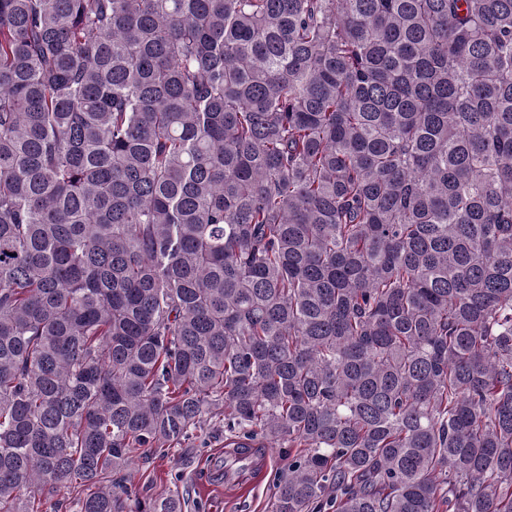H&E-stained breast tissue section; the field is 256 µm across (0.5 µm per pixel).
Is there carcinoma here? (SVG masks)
Here are the masks:
<instances>
[{"instance_id": "carcinoma-1", "label": "carcinoma", "mask_w": 512, "mask_h": 512, "mask_svg": "<svg viewBox=\"0 0 512 512\" xmlns=\"http://www.w3.org/2000/svg\"><path fill=\"white\" fill-rule=\"evenodd\" d=\"M512 512V0H0V512ZM268 455L265 470L251 485L237 492L224 490L238 484L240 474L224 468V438L211 439L207 444L192 441L182 448H172L164 458H150L135 477L142 487L146 477L162 473L164 488L177 489L188 503L185 512H270L269 507L283 465L280 448H264Z\"/></svg>"}]
</instances>
